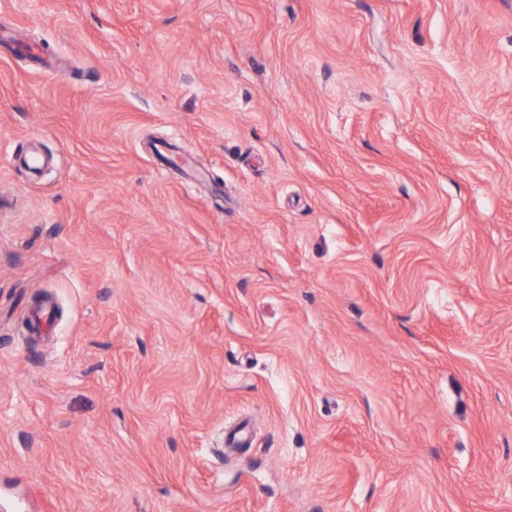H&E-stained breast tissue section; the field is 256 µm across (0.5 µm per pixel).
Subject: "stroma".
<instances>
[{
	"label": "stroma",
	"instance_id": "1",
	"mask_svg": "<svg viewBox=\"0 0 512 512\" xmlns=\"http://www.w3.org/2000/svg\"><path fill=\"white\" fill-rule=\"evenodd\" d=\"M0 512H512V0H0Z\"/></svg>",
	"mask_w": 512,
	"mask_h": 512
}]
</instances>
